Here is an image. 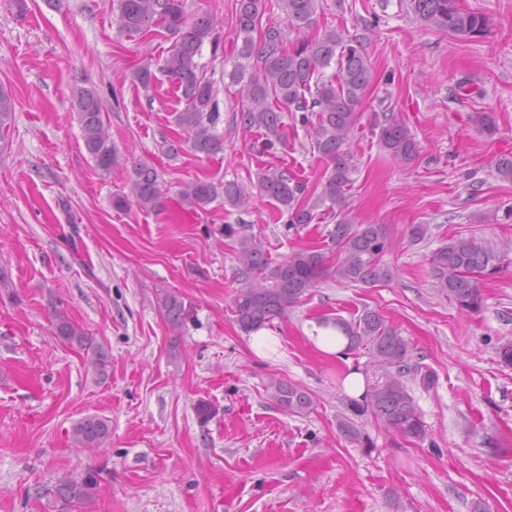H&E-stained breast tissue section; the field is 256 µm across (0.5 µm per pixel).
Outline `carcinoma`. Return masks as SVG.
<instances>
[{"label": "carcinoma", "instance_id": "1", "mask_svg": "<svg viewBox=\"0 0 512 512\" xmlns=\"http://www.w3.org/2000/svg\"><path fill=\"white\" fill-rule=\"evenodd\" d=\"M280 7L288 28L300 30L313 25L320 0H280ZM408 8L420 23L458 40L479 38L489 31L490 22L485 14L465 10L457 0H408ZM264 9V0H238L239 62L224 72V77L239 87V96L245 103L241 123L263 131L262 150L269 151L277 145L284 149L288 147V136L281 112L286 109L299 114L313 150L326 160L327 168L311 190L286 168L266 169L257 176V194L278 203L279 212L288 214L290 229L321 218L320 209L336 220L329 239L339 252L334 271L337 280L365 285L388 282L393 272L382 263L390 249L383 226H354L336 211L346 201L353 184L354 155L346 145L359 121L356 106L372 79L364 37L346 36L332 29L318 39L303 40L288 48L280 25H262ZM116 24L119 32L127 36H145L158 28L172 36L173 43L159 71L176 85L185 103L183 110L174 112V122L188 134L193 151L206 156L221 151L223 139L215 133L220 112L215 102L214 81L198 61L205 43L215 50L219 47L212 20L203 15L188 21L184 0H117ZM256 31L257 41L253 37ZM253 58L255 65L244 64ZM333 65L336 71L325 75V70ZM73 99L84 147L96 167L109 174L117 154L102 117L105 104L92 87L75 88ZM13 114L14 100L0 87V140L11 126ZM471 121L488 135L497 130L495 117L489 112H476ZM375 126L379 144L389 155L405 162L417 157L414 134L394 113H382ZM493 166L500 180L512 182V156L494 159ZM128 184L130 192L114 198L115 208L134 204L142 210L157 211L163 206L164 190L153 168L133 165ZM179 196L182 204L202 211L220 196L224 197V204L232 207H240L251 199V193L237 182L225 183L220 191L214 183L201 179L184 183ZM236 260L239 287L233 305L236 321L246 333L287 317L329 273L319 251L298 248L282 261L272 262L253 236L240 237ZM501 262L498 251L476 238L452 237L430 256L436 292L458 311L467 315L478 313L484 307L482 277L500 270ZM165 309L172 327H181L182 305L176 295H167ZM321 325L336 328L347 339V351L364 352L369 356V367L380 372L367 383L362 399L350 401L347 413L339 417L340 432L350 440L363 442L365 434L356 419L370 413L393 433L406 439H423L425 424L406 384V377L413 370L409 341L369 309L351 320L325 317ZM52 332L59 341L85 352L87 369L95 378H106L108 350L65 312L54 310ZM268 391L272 402L291 413L304 414L312 406L309 394L296 385L275 381ZM109 431L108 420L86 416L73 424L71 438L75 447L96 451ZM98 486V473L88 472L80 478L59 480L46 490V495L75 512H83L95 500Z\"/></svg>", "mask_w": 512, "mask_h": 512}]
</instances>
